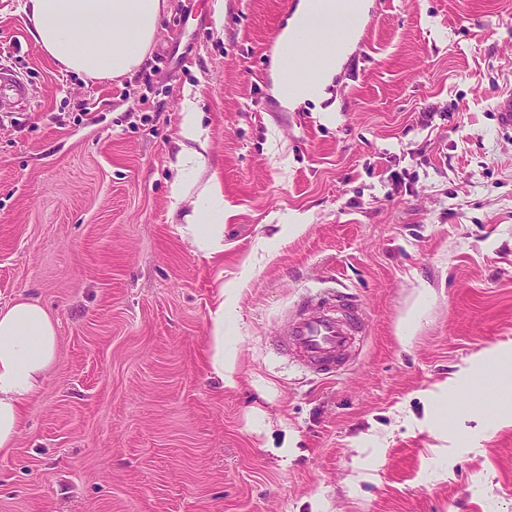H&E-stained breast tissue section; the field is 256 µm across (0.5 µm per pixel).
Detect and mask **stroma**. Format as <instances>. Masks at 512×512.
<instances>
[{
	"label": "stroma",
	"mask_w": 512,
	"mask_h": 512,
	"mask_svg": "<svg viewBox=\"0 0 512 512\" xmlns=\"http://www.w3.org/2000/svg\"><path fill=\"white\" fill-rule=\"evenodd\" d=\"M298 2L172 0L138 73L99 80L0 0V62L33 90L21 112L0 100V308L37 299L59 336L0 452V512H512V426L473 429L496 386L470 364L512 349V130L495 112L512 0H374L330 122L274 92ZM188 93L207 143L178 200ZM211 181L215 253L184 220ZM336 287L369 323L324 380L271 342L303 294ZM219 310L231 386L209 362ZM457 371L452 402H431Z\"/></svg>",
	"instance_id": "stroma-1"
}]
</instances>
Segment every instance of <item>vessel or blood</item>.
Here are the masks:
<instances>
[{"mask_svg": "<svg viewBox=\"0 0 512 512\" xmlns=\"http://www.w3.org/2000/svg\"><path fill=\"white\" fill-rule=\"evenodd\" d=\"M27 99L29 87L0 65V97ZM367 324L364 307L350 294L323 291L304 298L277 334L281 354L319 377L334 376L354 357L356 338Z\"/></svg>", "mask_w": 512, "mask_h": 512, "instance_id": "vessel-or-blood-1", "label": "vessel or blood"}]
</instances>
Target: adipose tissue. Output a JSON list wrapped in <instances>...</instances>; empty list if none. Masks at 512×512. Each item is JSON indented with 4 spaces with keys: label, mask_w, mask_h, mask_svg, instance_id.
I'll use <instances>...</instances> for the list:
<instances>
[{
    "label": "adipose tissue",
    "mask_w": 512,
    "mask_h": 512,
    "mask_svg": "<svg viewBox=\"0 0 512 512\" xmlns=\"http://www.w3.org/2000/svg\"><path fill=\"white\" fill-rule=\"evenodd\" d=\"M371 0H300L278 36L279 56L289 59L295 78L279 86L288 107L329 99V89L352 48L337 40V28L349 20L339 15L349 8L362 18ZM170 0H24L36 42L67 71L96 79L132 76L148 59ZM321 36L328 48L312 71H301L299 48L306 34ZM224 195L206 185L192 203L189 223L200 225V250L223 249ZM57 324L37 300L22 297L0 309V451L13 448L21 432L27 404L58 360ZM479 363L496 373L499 409L485 419L494 427L512 425V362L500 350L477 354Z\"/></svg>",
    "instance_id": "obj_1"
}]
</instances>
